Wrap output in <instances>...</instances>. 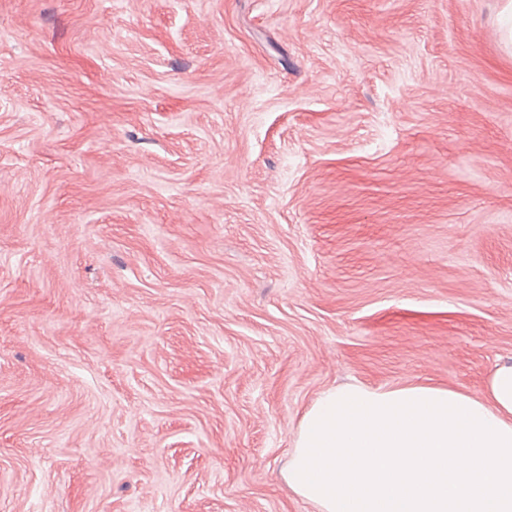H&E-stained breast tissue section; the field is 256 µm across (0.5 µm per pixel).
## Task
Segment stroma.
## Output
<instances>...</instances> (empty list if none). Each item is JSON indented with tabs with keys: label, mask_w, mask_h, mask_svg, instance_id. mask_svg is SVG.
Wrapping results in <instances>:
<instances>
[{
	"label": "stroma",
	"mask_w": 512,
	"mask_h": 512,
	"mask_svg": "<svg viewBox=\"0 0 512 512\" xmlns=\"http://www.w3.org/2000/svg\"><path fill=\"white\" fill-rule=\"evenodd\" d=\"M502 0H0V512H315L325 389L512 357Z\"/></svg>",
	"instance_id": "1"
}]
</instances>
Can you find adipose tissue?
Wrapping results in <instances>:
<instances>
[{
	"mask_svg": "<svg viewBox=\"0 0 512 512\" xmlns=\"http://www.w3.org/2000/svg\"><path fill=\"white\" fill-rule=\"evenodd\" d=\"M284 478L316 512H512V358L476 397L429 385L323 392Z\"/></svg>",
	"mask_w": 512,
	"mask_h": 512,
	"instance_id": "ef3b65f1",
	"label": "adipose tissue"
}]
</instances>
